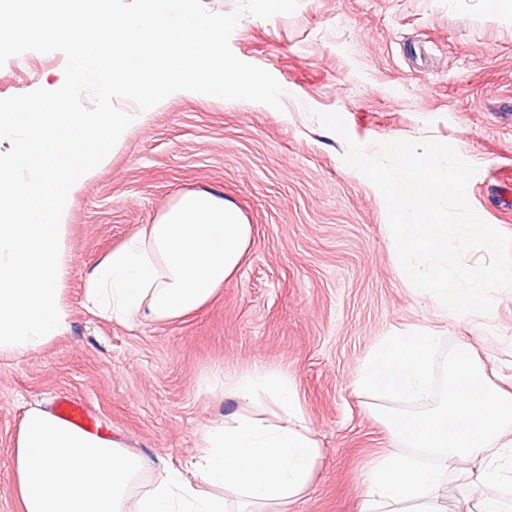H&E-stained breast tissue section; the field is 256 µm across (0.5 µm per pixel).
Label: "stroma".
<instances>
[{
	"label": "stroma",
	"instance_id": "obj_1",
	"mask_svg": "<svg viewBox=\"0 0 512 512\" xmlns=\"http://www.w3.org/2000/svg\"><path fill=\"white\" fill-rule=\"evenodd\" d=\"M230 48L271 73L283 110L200 94L165 100L133 126L75 195L68 215V327L38 350L0 355V512H17L14 449L33 408L67 396L144 461L139 487L181 467L200 432L241 410L224 378L259 368L294 384L322 448L287 512H354L366 473L391 447L354 379L380 337L425 326L441 338L433 388L468 346L512 390V290L490 314L438 309L391 245L387 210L348 166L344 139L320 126L339 113L361 144L429 138L476 166L474 211L512 236V10L482 0H300L291 14L243 15ZM0 66V98L53 80L64 54L25 52ZM207 190L251 224L246 260L208 307L168 322L122 323L85 306L88 272L177 196ZM446 512H479L462 468Z\"/></svg>",
	"mask_w": 512,
	"mask_h": 512
}]
</instances>
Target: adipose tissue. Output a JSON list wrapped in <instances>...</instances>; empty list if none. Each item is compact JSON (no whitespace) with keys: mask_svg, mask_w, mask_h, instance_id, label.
I'll return each instance as SVG.
<instances>
[{"mask_svg":"<svg viewBox=\"0 0 512 512\" xmlns=\"http://www.w3.org/2000/svg\"><path fill=\"white\" fill-rule=\"evenodd\" d=\"M252 228L231 203L204 191L180 194L153 224L142 225L106 254L86 280L91 309L121 321H174L215 300L244 263ZM439 336L412 327L384 336L355 380L359 393L396 442L373 462L357 512H445L439 490L445 465L465 466L483 489L481 512H512L495 494L512 484V392L490 385L467 349L450 362L440 403L421 413L396 410L425 402ZM224 395L240 401L267 397L271 418L237 412L203 430L189 469L169 468L142 492L134 485L141 461L116 440H105L35 408L15 448L20 512H232L286 504L309 487L321 448L294 385L256 370L224 380ZM435 456L427 467L412 449Z\"/></svg>","mask_w":512,"mask_h":512,"instance_id":"obj_1","label":"adipose tissue"}]
</instances>
